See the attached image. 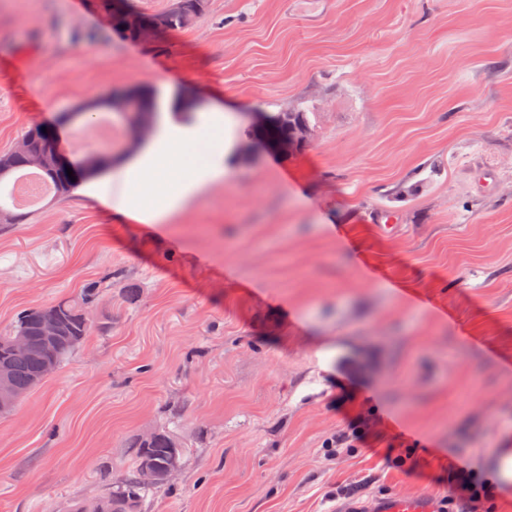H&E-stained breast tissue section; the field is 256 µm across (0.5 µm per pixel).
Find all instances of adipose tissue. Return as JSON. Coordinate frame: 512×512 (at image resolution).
I'll use <instances>...</instances> for the list:
<instances>
[{
	"instance_id": "ef3b65f1",
	"label": "adipose tissue",
	"mask_w": 512,
	"mask_h": 512,
	"mask_svg": "<svg viewBox=\"0 0 512 512\" xmlns=\"http://www.w3.org/2000/svg\"><path fill=\"white\" fill-rule=\"evenodd\" d=\"M193 132L165 131L148 155L100 185L97 198L141 224L162 223L206 184L224 176V147L214 145L206 165L190 168Z\"/></svg>"
}]
</instances>
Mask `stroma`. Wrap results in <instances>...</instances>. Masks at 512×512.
I'll list each match as a JSON object with an SVG mask.
<instances>
[{"instance_id":"obj_1","label":"stroma","mask_w":512,"mask_h":512,"mask_svg":"<svg viewBox=\"0 0 512 512\" xmlns=\"http://www.w3.org/2000/svg\"><path fill=\"white\" fill-rule=\"evenodd\" d=\"M139 86L223 108L191 124L204 156L250 112L311 134L235 153L163 224L87 182L0 224V330L100 283L97 331L0 415V512L99 499L163 426L182 468L143 512L456 497L463 453L512 512V0H206L146 42L99 0H0V151ZM309 133V127L301 126L295 139L259 140L249 135L248 141L241 144L239 153L242 157L249 158L258 149H264L281 155H288L307 142Z\"/></svg>"}]
</instances>
